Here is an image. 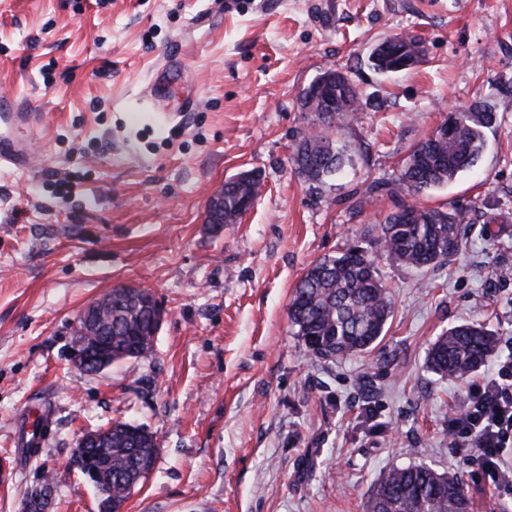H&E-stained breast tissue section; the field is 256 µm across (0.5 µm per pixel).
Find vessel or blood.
<instances>
[{"mask_svg": "<svg viewBox=\"0 0 512 512\" xmlns=\"http://www.w3.org/2000/svg\"><path fill=\"white\" fill-rule=\"evenodd\" d=\"M36 121L35 112L21 106L15 95L0 93V166L32 167L35 142L30 131Z\"/></svg>", "mask_w": 512, "mask_h": 512, "instance_id": "obj_1", "label": "vessel or blood"}]
</instances>
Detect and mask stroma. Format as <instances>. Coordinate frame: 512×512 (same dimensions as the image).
I'll list each match as a JSON object with an SVG mask.
<instances>
[{
	"label": "stroma",
	"instance_id": "1",
	"mask_svg": "<svg viewBox=\"0 0 512 512\" xmlns=\"http://www.w3.org/2000/svg\"><path fill=\"white\" fill-rule=\"evenodd\" d=\"M398 35L423 42L422 62L375 72L371 49ZM330 68L363 103L339 133L344 169L312 185L291 162L315 120L298 97ZM1 91L38 113L40 155L0 168V512H22L47 470L53 512H98L67 460L117 421L160 441L124 512H367L374 483L413 464L457 474L474 512H512V490L446 432L467 382L426 364L463 323L512 352V0H0ZM477 101L497 116L484 156L419 197L459 211L460 251L427 271L392 263L373 229L403 199L366 187ZM244 170L260 197L213 231L209 197ZM349 247L374 253L394 314L370 355L324 361L288 307L313 262ZM118 284L166 309L153 356L71 369L78 312ZM28 410L49 428L22 460Z\"/></svg>",
	"mask_w": 512,
	"mask_h": 512
}]
</instances>
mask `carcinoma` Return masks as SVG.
I'll use <instances>...</instances> for the list:
<instances>
[{
	"label": "carcinoma",
	"mask_w": 512,
	"mask_h": 512,
	"mask_svg": "<svg viewBox=\"0 0 512 512\" xmlns=\"http://www.w3.org/2000/svg\"><path fill=\"white\" fill-rule=\"evenodd\" d=\"M404 53L397 57L386 50L391 40L378 44L368 57L379 73H394L402 59L424 53L422 43L398 36ZM339 111L313 123L297 141L291 160L297 173L320 184L336 175L345 162L338 134L344 117H354L362 105V94L353 83L336 88ZM496 113L477 103L464 110L462 120L448 136L425 138L404 159L391 193L410 197L444 186L473 169L486 146V129ZM253 179L241 189L224 181V223L237 224L244 216L247 194L260 193ZM379 251L394 263L414 269L442 265L462 245L461 219L455 211L404 205L376 228ZM148 291L117 287L112 305L102 304L101 319L112 322V362L147 359L154 353ZM296 334L319 359L333 361L372 352L386 335L393 316L389 289L382 281L371 253L350 247L336 256L315 261L296 284L288 312ZM497 339L483 326L460 324L434 341L427 357L428 368L443 379L462 381L496 352ZM160 441L140 425L117 422L112 441L92 455L72 452L69 466L86 478L98 492L112 501V512H120L135 487L155 467ZM55 475L46 472L42 485L31 489L34 498L47 489L32 512H51ZM368 512H473V503L456 475L439 473L424 466L394 468L374 485Z\"/></svg>",
	"instance_id": "obj_1"
}]
</instances>
